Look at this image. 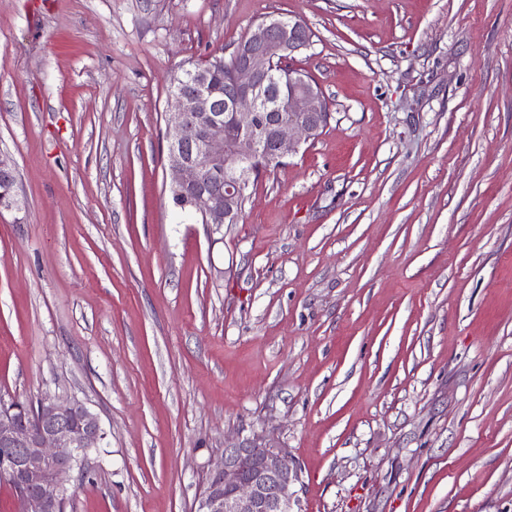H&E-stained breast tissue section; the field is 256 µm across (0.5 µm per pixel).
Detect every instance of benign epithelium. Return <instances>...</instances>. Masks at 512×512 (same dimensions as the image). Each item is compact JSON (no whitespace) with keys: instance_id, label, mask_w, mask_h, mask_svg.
<instances>
[{"instance_id":"7a95c632","label":"benign epithelium","mask_w":512,"mask_h":512,"mask_svg":"<svg viewBox=\"0 0 512 512\" xmlns=\"http://www.w3.org/2000/svg\"><path fill=\"white\" fill-rule=\"evenodd\" d=\"M310 45L303 24L272 20L254 26L235 53L230 82L235 93L229 116L238 130L224 143V113L215 111L202 84L183 94L168 113L166 139L174 172L169 189L179 205L200 215L212 231L239 219L236 204L251 171L237 172L224 187L203 186L204 165L218 166L224 152L260 155L269 165L283 163L328 123L322 97L301 82L281 106L261 90L273 81L274 59ZM13 201V175L0 161V202ZM105 439L98 416L78 400L44 398L37 406L0 399V479L11 487L18 512H63L69 498L63 477L86 464L88 452ZM302 485L299 467L285 448L229 446L209 470L197 512H295L293 488Z\"/></svg>"}]
</instances>
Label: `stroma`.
Here are the masks:
<instances>
[{"label": "stroma", "mask_w": 512, "mask_h": 512, "mask_svg": "<svg viewBox=\"0 0 512 512\" xmlns=\"http://www.w3.org/2000/svg\"><path fill=\"white\" fill-rule=\"evenodd\" d=\"M280 14L331 118L215 233L170 80ZM0 160V398L106 432L73 512H195L254 438L302 512H512V0H0Z\"/></svg>", "instance_id": "35a3bbf8"}]
</instances>
